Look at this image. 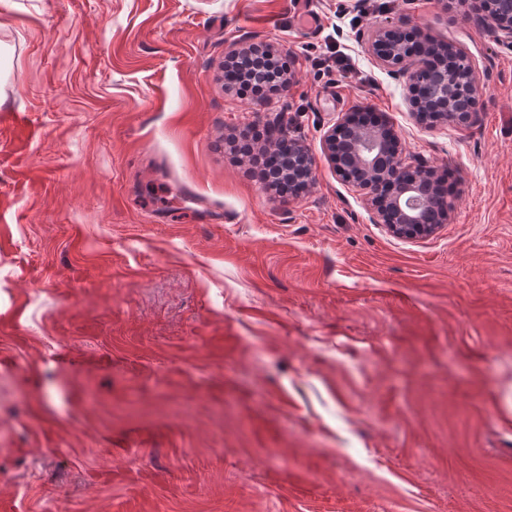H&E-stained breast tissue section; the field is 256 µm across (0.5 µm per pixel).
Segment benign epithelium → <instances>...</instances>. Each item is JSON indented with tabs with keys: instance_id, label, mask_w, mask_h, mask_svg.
<instances>
[{
	"instance_id": "obj_1",
	"label": "benign epithelium",
	"mask_w": 512,
	"mask_h": 512,
	"mask_svg": "<svg viewBox=\"0 0 512 512\" xmlns=\"http://www.w3.org/2000/svg\"><path fill=\"white\" fill-rule=\"evenodd\" d=\"M474 2L476 7L465 17H476L497 39L511 44L512 0H501L493 13L484 8V0ZM395 29L394 25L375 28L366 39L365 49L379 65L402 78L416 120L428 127L473 122L480 108V80L475 66H470L463 78L450 75L441 62L426 54L422 41H398L394 38ZM256 54L264 60L265 90L287 92L286 65L269 44L252 43L231 51L225 60V71L238 68L239 62L250 61ZM425 77L435 79L443 92L421 99L417 88ZM323 149L336 174L364 191L376 223L384 225L390 235L415 240L432 235L439 225L451 220L453 204L444 197L438 223H425L427 209L435 203L438 172L424 165L407 164L399 137L372 110L358 108L342 114L325 132ZM288 161L290 176L310 183L313 161L303 144L288 141Z\"/></svg>"
}]
</instances>
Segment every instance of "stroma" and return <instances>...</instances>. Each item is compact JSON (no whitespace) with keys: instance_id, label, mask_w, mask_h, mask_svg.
I'll use <instances>...</instances> for the list:
<instances>
[{"instance_id":"1","label":"stroma","mask_w":512,"mask_h":512,"mask_svg":"<svg viewBox=\"0 0 512 512\" xmlns=\"http://www.w3.org/2000/svg\"><path fill=\"white\" fill-rule=\"evenodd\" d=\"M388 23L467 53L474 123L416 121ZM260 41L287 93L225 92ZM360 107L447 174L433 235L327 161ZM0 512H512V47L442 0H0ZM256 54L261 55L265 62L263 71L265 72L266 77L262 81V83H264L265 90L269 92L286 93L288 91L289 83V80L286 81L284 79L286 65L281 56L277 53V50L270 44L252 43L248 45V47L240 50H232L225 60L223 67L225 69L224 71L228 72L237 69L240 60L244 62V64L240 66H246L248 61L252 65V56ZM230 62L233 63L230 64ZM289 174L295 179L305 181L308 187L313 176V161L307 148L298 141H288Z\"/></svg>"}]
</instances>
